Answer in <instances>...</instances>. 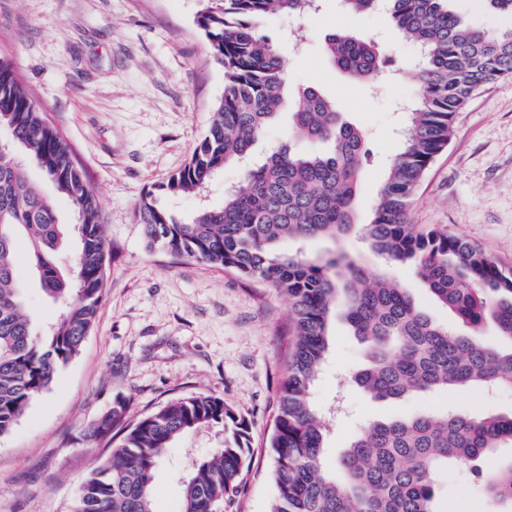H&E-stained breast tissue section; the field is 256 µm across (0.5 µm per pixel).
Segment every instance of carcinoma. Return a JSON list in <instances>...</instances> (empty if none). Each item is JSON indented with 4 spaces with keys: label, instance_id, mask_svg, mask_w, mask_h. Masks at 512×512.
<instances>
[{
    "label": "carcinoma",
    "instance_id": "1",
    "mask_svg": "<svg viewBox=\"0 0 512 512\" xmlns=\"http://www.w3.org/2000/svg\"><path fill=\"white\" fill-rule=\"evenodd\" d=\"M204 2L197 24L224 69V95L188 163L141 198L135 219L149 249L230 270L292 303L286 374L268 441L274 484L269 512H438L435 478L448 467L472 476L488 512H512V456L489 461L499 449L512 448V415L421 413L373 421L345 448L334 473L323 458L332 423L311 399L338 315L370 344L368 363L355 380L375 399L452 387L512 388V269L460 236L419 228L409 218L417 187L448 146L456 112L486 84L512 76V31L465 25L448 0H341L351 12L386 10L395 31L422 52L421 89L404 111L403 146L362 233L389 263L413 268L434 299L471 330L450 333L387 273L342 248L317 257L279 250L284 239L340 243L350 234L360 174L370 157L360 130L307 87L291 113L289 136L315 148L280 147L254 158L253 146L279 115L288 86L284 61L262 33V20L270 13L315 11L318 0ZM325 51L354 81L375 84L382 76L386 56L372 40L335 31ZM2 128L12 144L0 149V437L79 354L103 300L110 253L98 197L72 147L1 58ZM19 153L69 201L73 223H59ZM229 164L244 172L225 190L221 207H204L186 219L166 207L168 198L204 190ZM20 235L30 244L40 288L64 302L59 318L39 332L16 277ZM70 246L74 257L64 268L56 255ZM489 320L508 348L487 347L474 337ZM125 413L120 405L92 429L91 435L108 433L117 442L83 482L71 512H156L155 470L176 440L204 428L227 429L231 438L182 477L180 512H226L241 485L250 436L223 398L182 395L128 423Z\"/></svg>",
    "mask_w": 512,
    "mask_h": 512
}]
</instances>
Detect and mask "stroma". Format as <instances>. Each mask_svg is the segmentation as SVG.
<instances>
[{"label": "stroma", "mask_w": 512, "mask_h": 512, "mask_svg": "<svg viewBox=\"0 0 512 512\" xmlns=\"http://www.w3.org/2000/svg\"><path fill=\"white\" fill-rule=\"evenodd\" d=\"M201 7L202 0H0V58L12 62L86 169L112 248L104 300L80 353L0 437V512H70L106 453V440L89 437L95 422L120 404L137 416L192 392L223 397L248 427L250 465L229 512L269 510L267 439L291 303L230 271L147 248L134 220L141 196L188 161L224 92V71L196 25ZM450 8L468 25L492 33L512 29V16L485 0H451ZM334 29L379 43L393 76L373 86L347 81L324 55V38ZM263 30L285 60L289 94L318 88L372 150L344 248L372 268L386 267L370 251L362 226L372 219L388 161L400 148L398 107L420 91L413 67L417 46L395 35L386 14L350 13L339 0H322L319 12L304 16L267 15ZM241 176V168L226 166L204 196H182L170 206L186 216L202 203L222 204L225 187ZM412 220L463 237L512 268V77L480 89L457 113L447 149L414 196ZM16 251L27 309L37 324L56 320L61 306L32 278L26 239H18ZM390 270L419 307L458 330L454 315L430 297L412 269ZM364 364V343L336 320L329 356L312 388L318 408L337 398L343 404L325 442L327 465H335L373 420L424 412L512 413V389L455 388L379 402L353 381ZM223 444V432L214 428L169 448L155 474L156 512H179L182 473ZM435 498L440 512L486 508L482 490L457 469L439 473Z\"/></svg>", "instance_id": "35a3bbf8"}]
</instances>
